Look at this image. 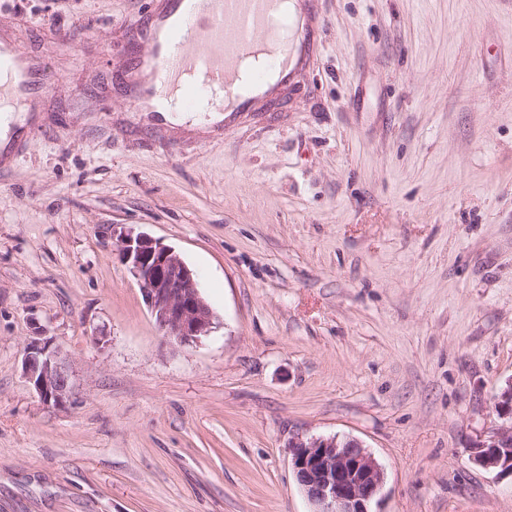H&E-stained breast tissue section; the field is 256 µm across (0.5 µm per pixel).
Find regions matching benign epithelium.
Listing matches in <instances>:
<instances>
[{
    "label": "benign epithelium",
    "mask_w": 512,
    "mask_h": 512,
    "mask_svg": "<svg viewBox=\"0 0 512 512\" xmlns=\"http://www.w3.org/2000/svg\"><path fill=\"white\" fill-rule=\"evenodd\" d=\"M120 257L135 279L158 328L179 346L198 342L216 329L215 314L200 294L193 271L178 253L145 233L119 234ZM24 372L40 399L63 406L71 398L69 361L47 341L26 347ZM500 423L474 446L473 461L512 475V380L494 396ZM299 486L313 512H374L384 472L356 439L296 438L288 443Z\"/></svg>",
    "instance_id": "7a95c632"
}]
</instances>
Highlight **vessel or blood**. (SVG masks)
Segmentation results:
<instances>
[{
    "label": "vessel or blood",
    "instance_id": "vessel-or-blood-1",
    "mask_svg": "<svg viewBox=\"0 0 512 512\" xmlns=\"http://www.w3.org/2000/svg\"><path fill=\"white\" fill-rule=\"evenodd\" d=\"M143 52L116 62L127 112L161 129L184 115L228 126L278 101L316 42L288 0H161L139 23ZM258 65L248 77L247 59ZM37 52L0 38V162L32 141L51 85Z\"/></svg>",
    "mask_w": 512,
    "mask_h": 512
}]
</instances>
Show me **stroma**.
I'll list each match as a JSON object with an SVG mask.
<instances>
[{
  "mask_svg": "<svg viewBox=\"0 0 512 512\" xmlns=\"http://www.w3.org/2000/svg\"><path fill=\"white\" fill-rule=\"evenodd\" d=\"M145 2L0 0L54 88L0 165V512H311L301 435L360 441L379 512H512L472 460L512 380V0H309L282 107L222 130L125 112ZM123 230L196 272L214 333L163 336ZM23 369L44 403L64 406L70 400L73 385L69 361L61 349L33 339L26 347Z\"/></svg>",
  "mask_w": 512,
  "mask_h": 512,
  "instance_id": "obj_1",
  "label": "stroma"
}]
</instances>
